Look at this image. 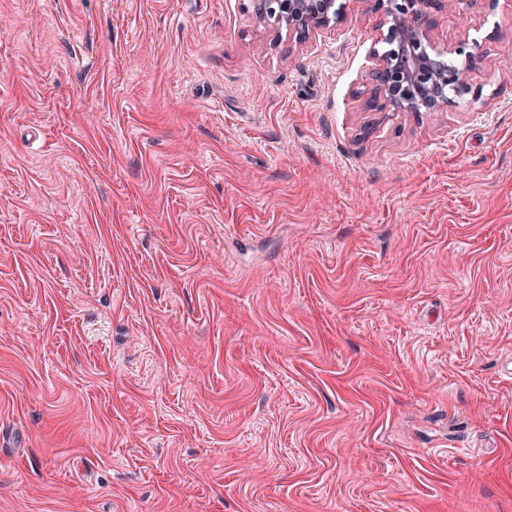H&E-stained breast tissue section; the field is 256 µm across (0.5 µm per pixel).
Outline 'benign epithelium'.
I'll return each instance as SVG.
<instances>
[{
	"label": "benign epithelium",
	"instance_id": "1",
	"mask_svg": "<svg viewBox=\"0 0 512 512\" xmlns=\"http://www.w3.org/2000/svg\"><path fill=\"white\" fill-rule=\"evenodd\" d=\"M371 2L376 15V59L370 79L374 99L382 111L441 112L454 97L479 95L468 82V73L482 58L479 43L439 47L432 38L430 18L450 1L470 0H251L257 25L302 41L317 31L332 30L360 3Z\"/></svg>",
	"mask_w": 512,
	"mask_h": 512
}]
</instances>
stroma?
<instances>
[{"label":"stroma","mask_w":512,"mask_h":512,"mask_svg":"<svg viewBox=\"0 0 512 512\" xmlns=\"http://www.w3.org/2000/svg\"><path fill=\"white\" fill-rule=\"evenodd\" d=\"M374 25L0 0V512H512V0ZM474 0H251L257 25L279 40H305L311 33L334 30L357 4L371 2L376 15V59L370 79L380 111L443 112L455 103L453 96L472 93L468 73L482 58L479 43L439 47L432 38L430 18L450 2L464 5ZM448 55L461 57L460 62Z\"/></svg>","instance_id":"35a3bbf8"}]
</instances>
